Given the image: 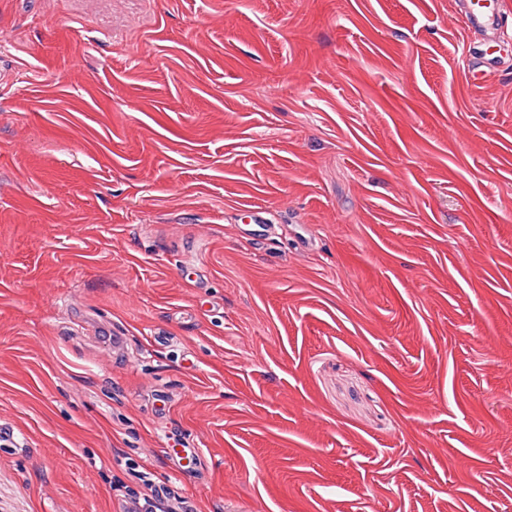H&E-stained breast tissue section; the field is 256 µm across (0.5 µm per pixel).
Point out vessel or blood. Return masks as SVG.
<instances>
[{
  "label": "vessel or blood",
  "instance_id": "obj_1",
  "mask_svg": "<svg viewBox=\"0 0 512 512\" xmlns=\"http://www.w3.org/2000/svg\"><path fill=\"white\" fill-rule=\"evenodd\" d=\"M459 12L468 31L481 37L464 70L466 78L474 81L485 77L503 59V48L497 35L502 23V0H460Z\"/></svg>",
  "mask_w": 512,
  "mask_h": 512
}]
</instances>
